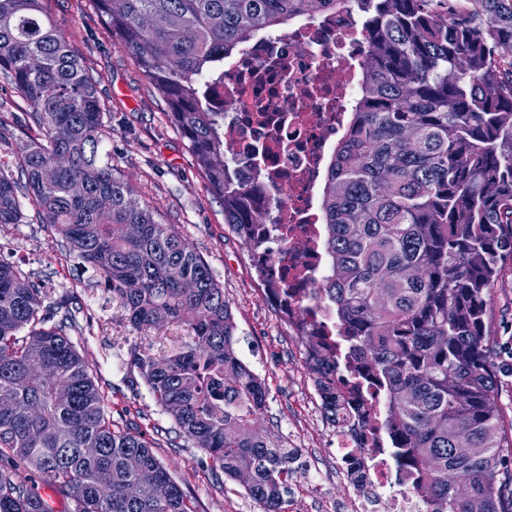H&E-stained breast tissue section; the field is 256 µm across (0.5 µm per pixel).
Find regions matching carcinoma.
Instances as JSON below:
<instances>
[{
    "instance_id": "1",
    "label": "carcinoma",
    "mask_w": 512,
    "mask_h": 512,
    "mask_svg": "<svg viewBox=\"0 0 512 512\" xmlns=\"http://www.w3.org/2000/svg\"><path fill=\"white\" fill-rule=\"evenodd\" d=\"M188 141L224 223L251 254L271 251L264 208L230 168L224 110L204 78L262 29L351 8L366 50L349 133L322 193L333 274L315 294L336 307L357 372L386 395L393 456L426 512H512L486 323L491 284L512 260V0H92ZM0 78L29 111L16 167L0 162V224L29 203L60 234L140 332L174 322L190 340L132 363L184 441L236 481L261 512H286L295 451L261 426L268 392L236 350V325L208 262L112 173L98 81L42 0H0ZM196 284L193 291L183 282ZM44 291L0 256V512H55L79 483L75 512H194L150 444L112 429L101 394ZM306 364L323 379V411L343 412L333 345L306 321ZM85 448L98 453L88 456ZM29 477L16 478L19 470ZM467 480L461 500L454 484ZM170 485L158 499L153 486ZM45 486L48 493L40 492Z\"/></svg>"
}]
</instances>
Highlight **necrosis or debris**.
Listing matches in <instances>:
<instances>
[{
  "mask_svg": "<svg viewBox=\"0 0 512 512\" xmlns=\"http://www.w3.org/2000/svg\"><path fill=\"white\" fill-rule=\"evenodd\" d=\"M363 49L355 14L340 10L302 17L288 32H259L237 56L225 59L224 82L214 91L224 106V139L234 166H243L254 154L268 158L258 179L274 239L269 274L288 285L316 321L331 330L335 307L311 292L313 284L331 274L320 244V189L325 163L360 89ZM337 445L361 451L364 480L354 488L351 512H425L420 497L400 481L387 452L376 393L348 396Z\"/></svg>",
  "mask_w": 512,
  "mask_h": 512,
  "instance_id": "obj_1",
  "label": "necrosis or debris"
}]
</instances>
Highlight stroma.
Wrapping results in <instances>:
<instances>
[{
    "mask_svg": "<svg viewBox=\"0 0 512 512\" xmlns=\"http://www.w3.org/2000/svg\"><path fill=\"white\" fill-rule=\"evenodd\" d=\"M72 50L98 80L105 107L112 168L138 200L185 239L214 270L237 326V352L268 390L264 428L297 451L289 481L288 512H349L352 488L336 450V428L313 406L304 361L305 339L293 333L265 293L252 259L224 222V207L204 186L186 139L138 65L118 46L91 0H43ZM0 161L15 163L30 132L17 121L21 95L0 87ZM22 224H0V255L46 290L45 309L66 298L70 330L99 388L115 429L142 436L192 501L196 512H260L235 481L211 473L205 450L187 445L162 414L130 361L140 344L157 356L184 341L189 328L172 324L141 333L129 323L93 268L82 267L53 227L27 210ZM491 336L495 348L512 344V261L492 286Z\"/></svg>",
    "mask_w": 512,
    "mask_h": 512,
    "instance_id": "1",
    "label": "stroma"
}]
</instances>
